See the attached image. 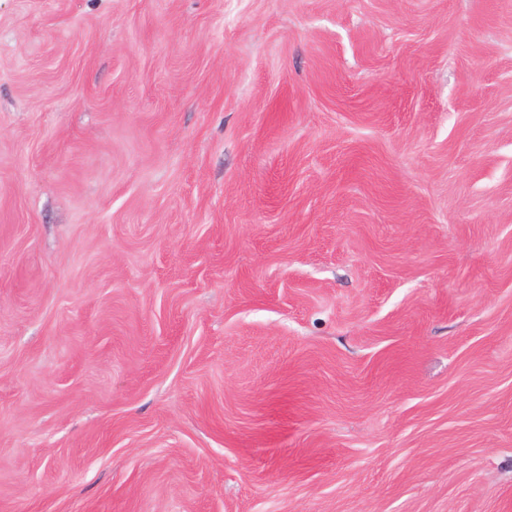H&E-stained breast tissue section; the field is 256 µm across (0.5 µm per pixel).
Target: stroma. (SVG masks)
<instances>
[{"instance_id":"obj_1","label":"stroma","mask_w":512,"mask_h":512,"mask_svg":"<svg viewBox=\"0 0 512 512\" xmlns=\"http://www.w3.org/2000/svg\"><path fill=\"white\" fill-rule=\"evenodd\" d=\"M0 512H512V0H0Z\"/></svg>"}]
</instances>
